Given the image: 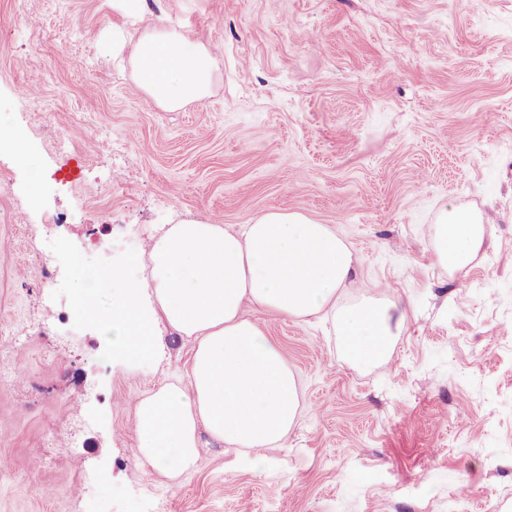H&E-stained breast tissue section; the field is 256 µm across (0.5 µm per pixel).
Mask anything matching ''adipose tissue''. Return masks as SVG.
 <instances>
[{
  "label": "adipose tissue",
  "instance_id": "adipose-tissue-1",
  "mask_svg": "<svg viewBox=\"0 0 512 512\" xmlns=\"http://www.w3.org/2000/svg\"><path fill=\"white\" fill-rule=\"evenodd\" d=\"M132 66L140 88L176 109L206 99L215 61L181 33L155 29L138 42ZM483 240L481 217L442 212L434 237L441 260L467 264ZM128 262L149 269L156 305L141 307V281L120 268H103L120 283L101 322L113 348L149 355L148 330L157 319L194 342L185 381L134 401L137 456L151 465L186 468L205 435L248 450L261 465L265 449L294 427L295 377L279 347L245 316V305L293 319L331 314L347 360L357 364L384 357L388 341L405 326L406 311L395 302L369 298L337 308L355 258L328 225L300 211L269 210L237 232L214 220H182L155 236L146 256L134 254Z\"/></svg>",
  "mask_w": 512,
  "mask_h": 512
}]
</instances>
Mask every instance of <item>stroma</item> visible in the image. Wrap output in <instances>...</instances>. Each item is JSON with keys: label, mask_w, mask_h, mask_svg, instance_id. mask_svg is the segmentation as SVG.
<instances>
[{"label": "stroma", "mask_w": 512, "mask_h": 512, "mask_svg": "<svg viewBox=\"0 0 512 512\" xmlns=\"http://www.w3.org/2000/svg\"><path fill=\"white\" fill-rule=\"evenodd\" d=\"M22 8L40 23L23 37ZM159 27L211 52L203 102L138 88ZM0 130L30 152L0 153V512H512V0H145L135 20L0 0ZM447 208L484 218L463 267L433 246ZM271 209L329 225L358 259L338 306L389 287L403 331L356 365L331 320L246 307L296 376V427L260 467L207 438L181 473L141 462L131 402L193 342L160 320L150 356L112 351L73 313L74 261Z\"/></svg>", "instance_id": "1"}]
</instances>
